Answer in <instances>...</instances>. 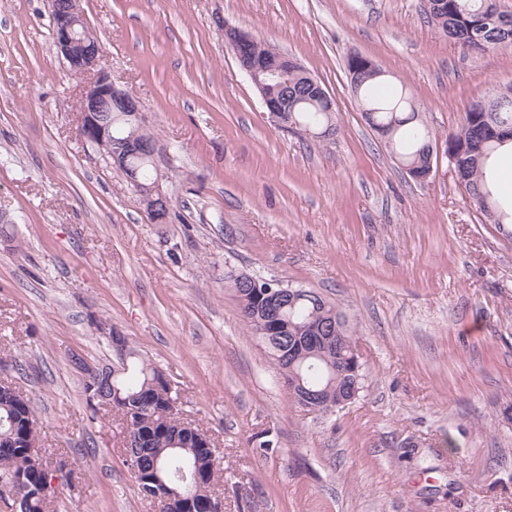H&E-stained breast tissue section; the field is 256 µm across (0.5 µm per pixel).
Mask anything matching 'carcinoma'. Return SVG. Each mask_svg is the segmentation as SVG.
Instances as JSON below:
<instances>
[{
	"mask_svg": "<svg viewBox=\"0 0 512 512\" xmlns=\"http://www.w3.org/2000/svg\"><path fill=\"white\" fill-rule=\"evenodd\" d=\"M428 22L443 35L463 46L482 50L512 49V13L500 9L497 0H428ZM346 71L359 97L363 117L407 174L420 172L428 160L427 149L438 143L436 134L419 112L406 89L395 88L381 96L375 92L380 69L368 57H347ZM290 112L288 120L312 137L336 133L335 114L324 111L306 79L288 78ZM512 136V98L496 94L476 101L465 113L458 130L443 142L449 164L458 169V179L471 203L490 224H509L512 215L495 201L484 176V165L497 145ZM251 275L231 270L224 273V285L235 293L244 320L252 335L265 345L280 374L295 385L290 392L302 404L306 390L323 393L322 414L334 411L336 396L346 395L354 377L356 342L344 315L317 293L301 289L294 300L279 304L273 333L261 332L258 314L271 306L275 295L248 282ZM162 370L128 346L126 366L113 377L124 401L117 412L130 416L138 432L147 436L139 456L131 464L139 492L152 489L161 480L180 494L205 500V492L217 474L224 471L223 460L211 448H202L197 435L177 431L178 421L168 413L169 398H178V388L151 382ZM0 478L25 475L31 469L34 449L12 441L9 420L36 421L31 401L0 398Z\"/></svg>",
	"mask_w": 512,
	"mask_h": 512,
	"instance_id": "1",
	"label": "carcinoma"
}]
</instances>
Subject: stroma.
<instances>
[{
	"label": "stroma",
	"instance_id": "stroma-1",
	"mask_svg": "<svg viewBox=\"0 0 512 512\" xmlns=\"http://www.w3.org/2000/svg\"><path fill=\"white\" fill-rule=\"evenodd\" d=\"M112 82L157 139L172 218L153 224L80 134L84 80L48 0H0V376L36 448L65 464L49 512H158L86 367L118 328L224 456V512H512V224L487 223L440 157L410 179L345 70L372 59L438 139L512 85L511 51L440 34L423 0H79ZM297 59L336 102L318 141L275 125L225 25ZM307 288L355 332L363 389L317 414L291 399L224 272Z\"/></svg>",
	"mask_w": 512,
	"mask_h": 512
}]
</instances>
